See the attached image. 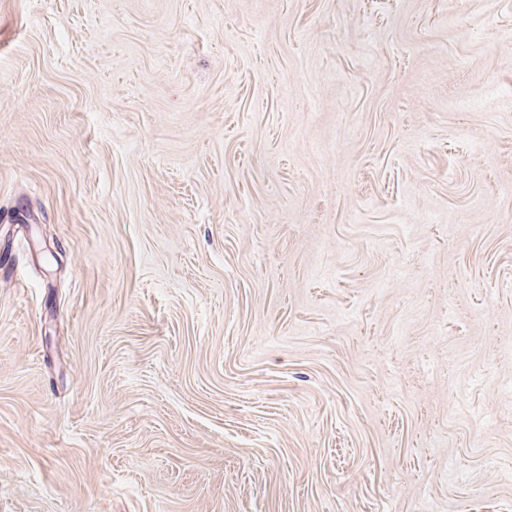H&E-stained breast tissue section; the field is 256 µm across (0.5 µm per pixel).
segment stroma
<instances>
[{
  "instance_id": "1",
  "label": "stroma",
  "mask_w": 512,
  "mask_h": 512,
  "mask_svg": "<svg viewBox=\"0 0 512 512\" xmlns=\"http://www.w3.org/2000/svg\"><path fill=\"white\" fill-rule=\"evenodd\" d=\"M0 512H512V0H0Z\"/></svg>"
}]
</instances>
